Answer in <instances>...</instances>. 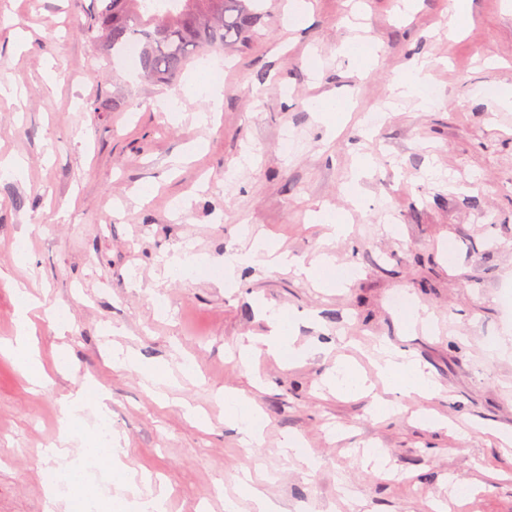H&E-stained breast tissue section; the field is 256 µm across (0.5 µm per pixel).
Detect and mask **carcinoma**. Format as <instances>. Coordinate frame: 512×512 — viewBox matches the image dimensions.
<instances>
[{"instance_id":"carcinoma-1","label":"carcinoma","mask_w":512,"mask_h":512,"mask_svg":"<svg viewBox=\"0 0 512 512\" xmlns=\"http://www.w3.org/2000/svg\"><path fill=\"white\" fill-rule=\"evenodd\" d=\"M79 34L107 57L137 48L138 77L151 85L177 81L194 59L216 47H245L262 18L260 0H178L163 9L151 0H95Z\"/></svg>"}]
</instances>
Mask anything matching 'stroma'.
I'll list each match as a JSON object with an SVG mask.
<instances>
[{
  "label": "stroma",
  "instance_id": "stroma-1",
  "mask_svg": "<svg viewBox=\"0 0 512 512\" xmlns=\"http://www.w3.org/2000/svg\"><path fill=\"white\" fill-rule=\"evenodd\" d=\"M311 2L310 25L291 31L282 0H267L248 48L209 54L224 71V106L199 126L203 102L183 96L198 62L174 86L142 85L79 35L93 0H0V85L20 92L0 102V159L23 161L0 178V339L15 334L11 284L22 277L68 324L36 322L49 375L38 390L0 355V512H63L46 498L57 464L42 450L65 428L98 512H112V472L84 453L97 417L69 425L59 406L90 381L112 395L122 464L152 476L137 493L164 485L168 512H225L228 496L253 512L235 494L244 466L274 475L266 492L282 512H432L461 484L478 492L457 512H512V447L493 436L512 430V358L492 351L512 349V110L498 103L512 89V0H472L458 33L453 0H420L408 18L398 0H361L360 23L382 46L366 73L342 50L347 0ZM19 29L28 48L13 39ZM415 59L435 64L430 110L390 99ZM171 96L181 121L157 106ZM100 97L126 106L91 111ZM325 97L345 109L332 128L307 109ZM285 132L293 151L281 147ZM359 153L371 159L362 170ZM144 186L151 196L135 203ZM322 204L345 215L347 238L329 240L311 222ZM248 234L304 259L329 252L333 286L256 265L225 284L224 257ZM187 247L203 274H165ZM398 292L432 312L429 331L404 329ZM271 313L318 354L292 368L230 358L238 341L267 332ZM382 339L437 379L428 407L458 430L433 428L394 391L384 397L400 410L382 418L371 398L322 389L337 357L368 368L363 352ZM116 343L164 375L157 392L140 373L113 370ZM228 388L263 411L255 452L227 421ZM189 405L206 411V425L187 419ZM288 433L321 458L314 474L281 455ZM369 444L388 453L389 476L366 463Z\"/></svg>",
  "mask_w": 512,
  "mask_h": 512
}]
</instances>
